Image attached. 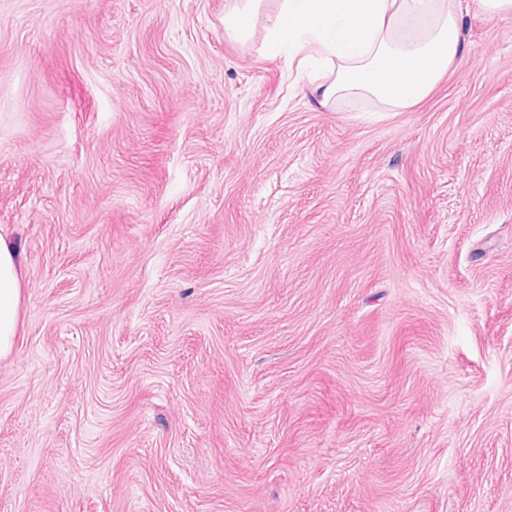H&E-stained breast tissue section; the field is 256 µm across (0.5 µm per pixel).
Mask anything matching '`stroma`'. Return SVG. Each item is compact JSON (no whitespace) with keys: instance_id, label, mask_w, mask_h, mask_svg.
I'll use <instances>...</instances> for the list:
<instances>
[{"instance_id":"obj_1","label":"stroma","mask_w":512,"mask_h":512,"mask_svg":"<svg viewBox=\"0 0 512 512\" xmlns=\"http://www.w3.org/2000/svg\"><path fill=\"white\" fill-rule=\"evenodd\" d=\"M228 0H0V512H512V17L324 108ZM24 280L20 253L0 227V359L9 357L14 349Z\"/></svg>"}]
</instances>
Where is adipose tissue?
I'll use <instances>...</instances> for the list:
<instances>
[{
	"label": "adipose tissue",
	"instance_id": "ef3b65f1",
	"mask_svg": "<svg viewBox=\"0 0 512 512\" xmlns=\"http://www.w3.org/2000/svg\"><path fill=\"white\" fill-rule=\"evenodd\" d=\"M460 0H232L224 27L248 41L263 25L268 51L308 50L314 67L334 66L312 82L320 106L368 97L402 110L427 96L449 64L463 56ZM23 262L0 228V359L14 349Z\"/></svg>",
	"mask_w": 512,
	"mask_h": 512
}]
</instances>
